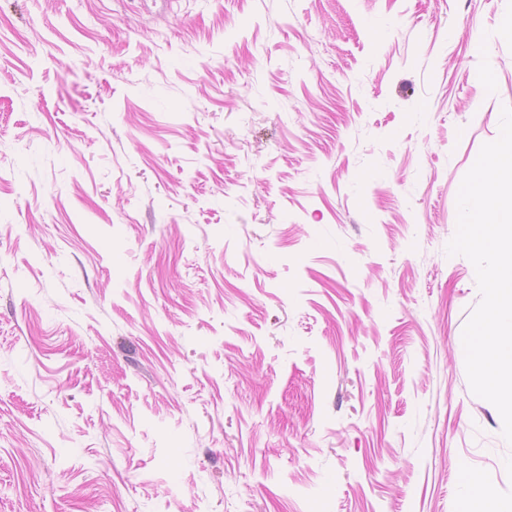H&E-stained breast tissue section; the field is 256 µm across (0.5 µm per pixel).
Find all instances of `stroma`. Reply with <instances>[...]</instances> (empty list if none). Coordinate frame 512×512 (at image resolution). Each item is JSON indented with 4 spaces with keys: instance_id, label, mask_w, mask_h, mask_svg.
<instances>
[{
    "instance_id": "1",
    "label": "stroma",
    "mask_w": 512,
    "mask_h": 512,
    "mask_svg": "<svg viewBox=\"0 0 512 512\" xmlns=\"http://www.w3.org/2000/svg\"><path fill=\"white\" fill-rule=\"evenodd\" d=\"M512 0H0V512H512L457 194Z\"/></svg>"
}]
</instances>
